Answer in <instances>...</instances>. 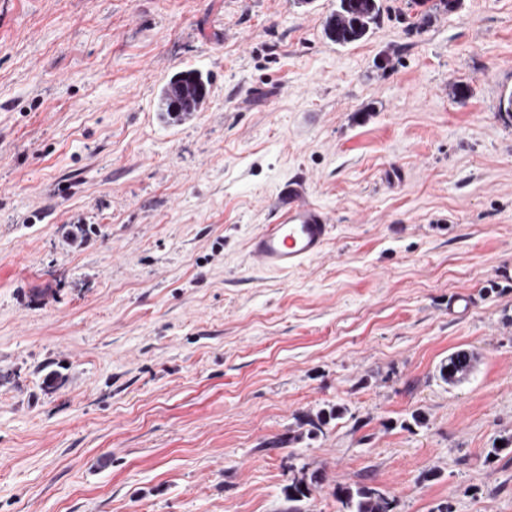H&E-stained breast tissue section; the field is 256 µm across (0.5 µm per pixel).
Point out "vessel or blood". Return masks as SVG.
I'll use <instances>...</instances> for the list:
<instances>
[{
    "instance_id": "1",
    "label": "vessel or blood",
    "mask_w": 512,
    "mask_h": 512,
    "mask_svg": "<svg viewBox=\"0 0 512 512\" xmlns=\"http://www.w3.org/2000/svg\"><path fill=\"white\" fill-rule=\"evenodd\" d=\"M331 231L328 213L307 197L303 183L296 180L281 196L275 223L250 236L248 250L262 268L287 272L320 256Z\"/></svg>"
}]
</instances>
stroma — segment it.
I'll return each mask as SVG.
<instances>
[{
    "instance_id": "stroma-1",
    "label": "stroma",
    "mask_w": 512,
    "mask_h": 512,
    "mask_svg": "<svg viewBox=\"0 0 512 512\" xmlns=\"http://www.w3.org/2000/svg\"><path fill=\"white\" fill-rule=\"evenodd\" d=\"M383 5L0 0V512H512V0ZM298 179L334 231L270 272ZM334 9L325 19V37L338 46L365 39L372 25L379 20L381 0H336ZM210 78L199 70H184L162 85L158 94L157 112L166 121L182 120L195 112L208 97ZM461 350H466V349H459V350L453 352L448 357V363L442 365L440 368V371H439L440 377L444 381L448 382V384H456V383H459L462 380L466 379L470 375V373L472 372V370L474 368V365L476 362V356L473 351L467 350L468 354H469L468 364L465 366V368H463L462 372H460L459 370L456 369V363H455L454 357L457 356V358H458L460 356L459 352ZM452 366L456 369L457 375H455L454 371L452 369H450ZM321 482V476L318 470L311 472L309 481L305 477L300 481H293L288 487V511L287 512H303L301 502L308 498L311 494L312 488L318 486ZM305 485V488H302ZM335 496L340 512H395L396 501L386 494L367 487L337 485Z\"/></svg>"
}]
</instances>
